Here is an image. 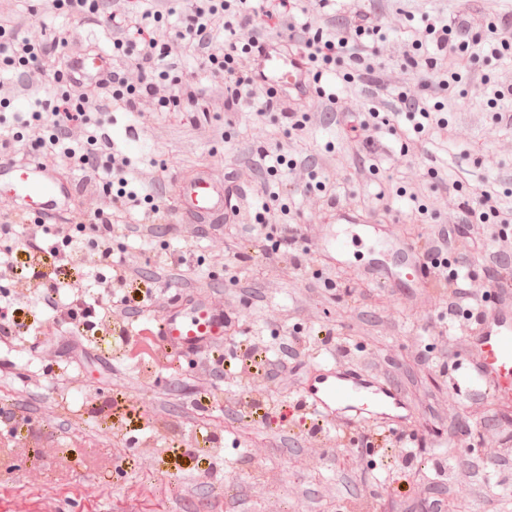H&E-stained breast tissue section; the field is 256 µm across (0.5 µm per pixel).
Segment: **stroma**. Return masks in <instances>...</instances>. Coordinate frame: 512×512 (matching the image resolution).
Listing matches in <instances>:
<instances>
[{"instance_id": "35a3bbf8", "label": "stroma", "mask_w": 512, "mask_h": 512, "mask_svg": "<svg viewBox=\"0 0 512 512\" xmlns=\"http://www.w3.org/2000/svg\"><path fill=\"white\" fill-rule=\"evenodd\" d=\"M36 0H17L29 21L24 36H57L111 50L112 35L95 21L63 10L37 15ZM383 23L386 63L397 67L401 33L428 15L468 21L480 14L512 17V0H362ZM350 94L413 129L416 117L400 111L396 90L356 81ZM197 124L178 112L114 111L92 115L88 131L111 132L112 153L128 158L134 175L121 184L100 169L113 194L135 190L151 165L170 174L192 169L229 178L257 158L260 148L283 144L300 166L332 158L319 181L357 196L359 213L378 227L377 244L358 240L360 227L333 210L308 209L306 186L289 191L287 172L259 171L246 184L247 202L287 208V223L316 225L315 237H297L293 252L310 262L293 269L279 252V229L229 224L183 241L158 232L144 241L112 239V258L140 257L151 283L143 311L129 321L100 317L56 320L26 298L11 313V336L0 338V512H431L430 501L456 512H512V463L486 466L489 449L512 438V406L500 404L490 378L452 355L441 371L449 324L466 325L465 312L449 315L447 302L426 306L395 254V242L421 245L430 225L447 214H419L435 175L463 192L512 193V123L498 120L486 94L465 95L448 116L439 144L401 156V141L383 129L371 150L356 142L361 112L319 107L302 137L288 134L279 113L242 108L196 110ZM419 198H411L412 186ZM385 199H378V192ZM348 242L337 254L339 242ZM41 269L81 282L79 301L102 296L92 279L72 266L55 267L57 243L45 236ZM223 252V262L213 255ZM195 287L224 296L233 329L197 354L167 350L157 330L169 299ZM344 341L343 363L370 365L398 383L410 409L400 424L339 412L317 437L315 419L301 408V381L323 369L331 355L318 332ZM314 340V351L280 375L239 372L242 345L268 358L293 339ZM215 362V374L200 379ZM260 401L262 411L252 408ZM493 420L492 431L463 434L468 417ZM473 463L466 490L450 464Z\"/></svg>"}]
</instances>
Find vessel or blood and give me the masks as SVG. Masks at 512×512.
Here are the masks:
<instances>
[{
  "instance_id": "1",
  "label": "vessel or blood",
  "mask_w": 512,
  "mask_h": 512,
  "mask_svg": "<svg viewBox=\"0 0 512 512\" xmlns=\"http://www.w3.org/2000/svg\"><path fill=\"white\" fill-rule=\"evenodd\" d=\"M304 64L299 56L268 55L264 58L267 86L301 85ZM174 211L179 221L220 224L234 218L243 197L233 185L212 179L205 171L179 174L173 184ZM81 192L71 179L33 160L11 161L0 157V197L14 202L18 211L57 224L78 205ZM225 333L224 314L202 295L187 297L184 304L163 315L159 334L171 350L197 352ZM474 353L473 367L492 375L493 392L503 403L512 402V295L493 292L482 322L468 336ZM304 403L312 412L327 417L334 405L367 412L365 395L380 404L406 407L403 395L391 385L373 380L364 372L336 364L327 373L303 384Z\"/></svg>"
}]
</instances>
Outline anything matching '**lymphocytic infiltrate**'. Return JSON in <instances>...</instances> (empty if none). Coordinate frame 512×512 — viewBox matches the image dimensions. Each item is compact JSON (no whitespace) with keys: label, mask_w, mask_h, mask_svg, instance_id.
<instances>
[{"label":"lymphocytic infiltrate","mask_w":512,"mask_h":512,"mask_svg":"<svg viewBox=\"0 0 512 512\" xmlns=\"http://www.w3.org/2000/svg\"><path fill=\"white\" fill-rule=\"evenodd\" d=\"M329 0H188L187 24L173 33H158L154 26L159 11L146 8L140 16L123 11L100 14L98 0H39L41 11L61 8L81 16L98 17L116 37L113 41L112 72L96 86L74 82L75 62H61L63 43L59 39L37 43L22 38L23 18L0 13V65L20 70L27 88H44L47 78L69 84L46 116L25 123L14 133L13 142L29 141L41 145L40 161L57 169H95V152L76 153L69 148L71 139L83 136L91 115L112 110L139 111L143 102L154 109L179 108L182 101L196 97L195 89L170 77L169 71L190 55L201 56L212 78L215 107L232 108L241 97L257 101L262 111H277L279 103L273 91L259 80L258 62L263 51L259 44L257 20L272 22L277 35L295 45L304 64L330 66L351 60L361 75H374L398 87L402 110L419 113L422 121L415 131L430 134L444 130L448 120L445 108L456 107L457 86L490 90L494 100L512 98V85L492 84L487 67L491 61L512 53V37L507 29L512 20L489 17L482 24L460 27L439 16L427 23L419 38L405 44L398 68H389L381 45H367L363 36L379 33L380 26L368 12L357 10L337 30L322 23ZM149 72V79L132 85L126 78L129 67ZM416 79L418 91H408L409 79ZM136 194L114 196L110 193L86 197L84 208L68 224L27 223L24 215L12 209H0V225L19 227L23 251L41 248L44 235H52L66 249V258L80 256L85 269L99 288L115 285L139 286L143 283L138 263L121 260L111 263L112 235L128 232L140 238L155 234L163 214L158 206L133 212ZM432 208L447 211L449 223L431 228L423 255L431 277L451 286L449 307L467 306V317L480 321L479 295L468 269V252L485 249L491 263H500L512 253V204L498 194L482 190L463 194L459 189L440 185L434 188ZM96 219L98 240L94 252H84L76 239L75 226ZM32 298L43 301L53 311L68 308L71 282L36 270L24 283Z\"/></svg>","instance_id":"f902f5d3"}]
</instances>
